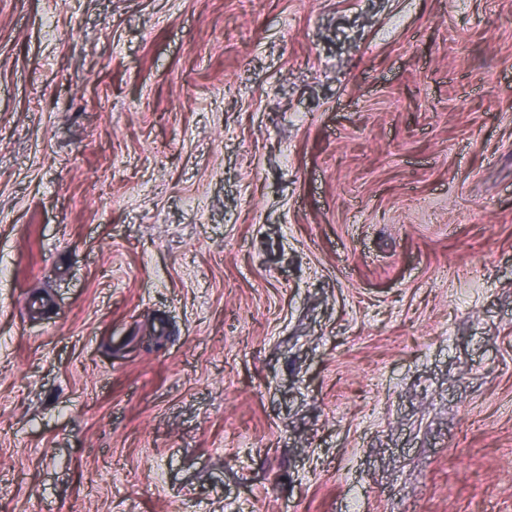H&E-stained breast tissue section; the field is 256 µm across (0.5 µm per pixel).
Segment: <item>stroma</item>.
<instances>
[{
  "label": "stroma",
  "instance_id": "obj_1",
  "mask_svg": "<svg viewBox=\"0 0 512 512\" xmlns=\"http://www.w3.org/2000/svg\"><path fill=\"white\" fill-rule=\"evenodd\" d=\"M0 512H512V0H0Z\"/></svg>",
  "mask_w": 512,
  "mask_h": 512
}]
</instances>
